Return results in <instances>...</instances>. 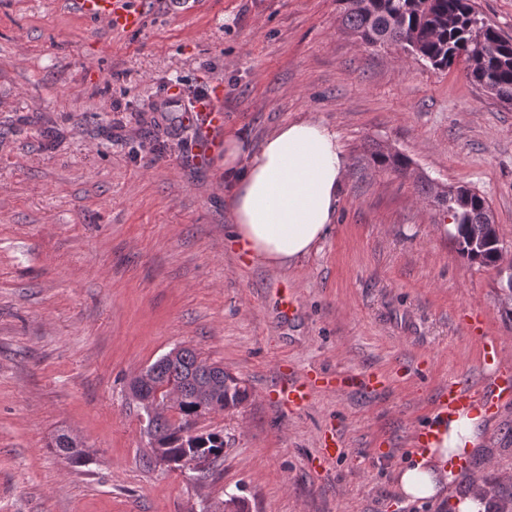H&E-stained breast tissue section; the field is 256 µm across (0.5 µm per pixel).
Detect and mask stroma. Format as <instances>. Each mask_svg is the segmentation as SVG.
<instances>
[{"label":"stroma","instance_id":"35a3bbf8","mask_svg":"<svg viewBox=\"0 0 512 512\" xmlns=\"http://www.w3.org/2000/svg\"><path fill=\"white\" fill-rule=\"evenodd\" d=\"M131 4L135 31L73 0H0V512H222L233 497L247 512H454L477 476L497 512L512 404L484 417L469 471L441 494L405 501L396 478L441 390L486 381L460 315H479L512 356L500 268L464 258L416 187L485 196L512 263V106L463 66L365 44L337 0ZM217 81L225 132L251 146L301 119L338 134L336 222L293 267L237 247L223 159L194 165L192 127L158 109L170 85L189 99ZM377 149L408 156L410 175L375 165ZM178 347L250 393L198 419L224 434L221 465L200 480L154 462L128 394ZM313 368L386 386L318 390L288 413L267 400ZM61 433L87 463L52 449ZM325 433L342 454L323 464Z\"/></svg>","mask_w":512,"mask_h":512}]
</instances>
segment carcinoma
<instances>
[{"mask_svg":"<svg viewBox=\"0 0 512 512\" xmlns=\"http://www.w3.org/2000/svg\"><path fill=\"white\" fill-rule=\"evenodd\" d=\"M344 25L372 46L395 45L436 69L463 64L470 80L500 102L512 106V36L487 24L474 0H338ZM375 164L399 174L409 171L411 161L398 152L377 151ZM421 192L434 195L456 226L459 252L471 262L495 265L503 260L492 243L472 245L476 232L494 223L486 199L475 190L460 186L448 193H433L429 180L420 181ZM207 362L185 349L153 363L157 374L151 391L165 399L163 385L179 381L177 409L173 417L155 415L144 430L159 449L167 468L180 469L184 455L200 450L224 458V435L208 432L201 437L183 435L189 420L236 409L249 398L248 388L220 368L206 370Z\"/></svg>","mask_w":512,"mask_h":512,"instance_id":"1","label":"carcinoma"}]
</instances>
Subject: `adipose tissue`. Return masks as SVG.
<instances>
[{
	"instance_id": "ef3b65f1",
	"label": "adipose tissue",
	"mask_w": 512,
	"mask_h": 512,
	"mask_svg": "<svg viewBox=\"0 0 512 512\" xmlns=\"http://www.w3.org/2000/svg\"><path fill=\"white\" fill-rule=\"evenodd\" d=\"M347 164L335 130L311 119L281 125L256 150L237 137L225 138L240 247L274 268L294 266L318 251L336 220ZM481 422L477 412L441 420L425 455L399 472L400 493L410 501L426 499L451 483L449 462L476 447Z\"/></svg>"
}]
</instances>
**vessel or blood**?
Listing matches in <instances>:
<instances>
[{
  "mask_svg": "<svg viewBox=\"0 0 512 512\" xmlns=\"http://www.w3.org/2000/svg\"><path fill=\"white\" fill-rule=\"evenodd\" d=\"M79 10L88 17L107 20L126 30L139 28L142 13L127 5L126 0H76ZM185 122L196 128L197 138L192 150V159L198 165H206L224 150V89L215 85L211 92L194 102L191 112L185 113ZM482 364L493 377L492 392H484L463 381L449 384L441 393L437 409L441 417L459 411H470L483 407L486 411L497 408L503 395L512 391V363L504 359L499 346L491 341H482ZM323 372L310 371L306 380L282 383L272 389L269 397L284 408H301L320 384L326 383Z\"/></svg>",
  "mask_w": 512,
  "mask_h": 512,
  "instance_id": "vessel-or-blood-1",
  "label": "vessel or blood"
}]
</instances>
